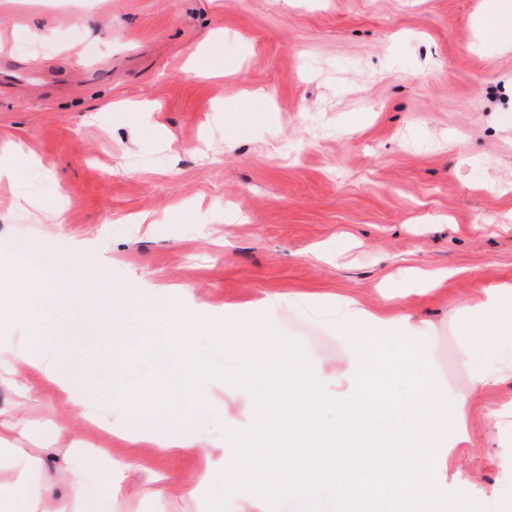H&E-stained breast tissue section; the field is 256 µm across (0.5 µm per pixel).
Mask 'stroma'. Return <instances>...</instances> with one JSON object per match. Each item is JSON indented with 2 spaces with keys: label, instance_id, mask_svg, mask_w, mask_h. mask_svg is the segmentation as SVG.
Masks as SVG:
<instances>
[{
  "label": "stroma",
  "instance_id": "35a3bbf8",
  "mask_svg": "<svg viewBox=\"0 0 512 512\" xmlns=\"http://www.w3.org/2000/svg\"><path fill=\"white\" fill-rule=\"evenodd\" d=\"M496 10L512 0H0V294L38 243L84 265L80 305L124 291L156 305L77 342L103 366L85 409L18 367L0 430L23 388L33 418L121 457L154 423L158 350L175 346L211 371L193 400L204 447L181 467L197 494L136 489L112 512H232L223 448L268 457L285 432L309 435L287 399L233 386L240 356L274 364L296 342L332 376L344 337L367 333L327 302L269 308L297 292L402 295L435 329L434 376L466 391L462 346L494 318L463 311L512 276V47L486 34ZM414 268L453 276L423 294ZM470 403L475 449L425 512H512V434L488 421L512 409V378ZM487 454L497 467L462 485Z\"/></svg>",
  "mask_w": 512,
  "mask_h": 512
}]
</instances>
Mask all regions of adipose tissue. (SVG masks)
I'll return each instance as SVG.
<instances>
[{
    "label": "adipose tissue",
    "instance_id": "1",
    "mask_svg": "<svg viewBox=\"0 0 512 512\" xmlns=\"http://www.w3.org/2000/svg\"><path fill=\"white\" fill-rule=\"evenodd\" d=\"M19 288L25 301L39 302L40 308L29 314L34 328L26 349L0 354V377L13 375L17 366L24 364L52 379L71 405L83 404L89 395V372L74 355V342L83 325L71 315L70 290L36 276L20 283ZM483 294V302L473 313L478 318L488 312L494 315L495 323L485 334L496 359L483 361L480 349L464 344L462 356L469 366L471 392L492 389L502 378L512 377V279L485 286ZM336 309L339 319L355 320L367 328L375 353L364 355L358 340H348L343 365L332 383L313 361L301 364L297 381L267 375L263 385L266 394L291 395L322 446L315 454L291 447L270 461L250 459L242 447L225 449V468L240 473L252 486L247 495L229 492L234 512H265L267 500L273 497L283 501L287 512L301 507L306 512H369L368 497L354 495L348 484L337 480L336 471L350 467L368 471L377 464L386 475L381 489L394 512H421L424 501L437 494L447 477L455 449L472 447L468 394L425 381L435 344L429 325L397 302L373 309L355 298L342 297L337 299ZM368 381L388 387L398 381L408 384L409 390L394 414L374 418L360 408L359 390ZM428 404L448 406L455 414L456 425L447 444L439 442L441 415L427 421L421 418ZM331 411L336 414L332 421L326 418ZM192 422L187 408L175 416L158 415L145 438L169 454L193 459L202 440L193 431ZM54 432L67 434L68 452L76 462L50 478L43 474L37 458L26 456L14 465L13 485L22 512H86L90 451L84 448L77 427L58 426ZM391 438L402 439L406 453H387L383 445ZM272 471L278 472V482H269ZM108 477V491L99 512H112L114 500L126 498L133 488L145 483L185 498L197 493L195 483L181 480L176 473L147 469L133 453L111 459ZM65 487L73 490V498H62Z\"/></svg>",
    "mask_w": 512,
    "mask_h": 512
}]
</instances>
